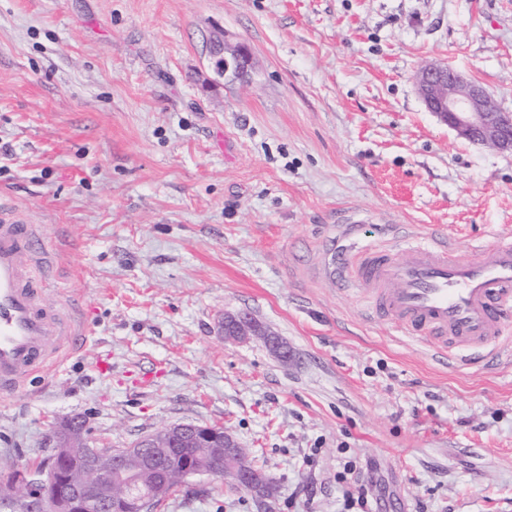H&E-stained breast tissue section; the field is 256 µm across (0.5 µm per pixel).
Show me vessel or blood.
Masks as SVG:
<instances>
[{
	"label": "vessel or blood",
	"instance_id": "b4317fda",
	"mask_svg": "<svg viewBox=\"0 0 512 512\" xmlns=\"http://www.w3.org/2000/svg\"><path fill=\"white\" fill-rule=\"evenodd\" d=\"M332 262L351 270L364 307L387 316L414 337L499 355L512 342V235L491 237L464 259L436 243L399 254L365 248L347 266L343 248ZM52 267L38 225L0 211V394L49 371L68 350L85 346L75 308L49 298Z\"/></svg>",
	"mask_w": 512,
	"mask_h": 512
}]
</instances>
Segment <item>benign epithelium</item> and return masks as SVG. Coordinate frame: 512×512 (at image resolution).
<instances>
[{
    "instance_id": "benign-epithelium-1",
    "label": "benign epithelium",
    "mask_w": 512,
    "mask_h": 512,
    "mask_svg": "<svg viewBox=\"0 0 512 512\" xmlns=\"http://www.w3.org/2000/svg\"><path fill=\"white\" fill-rule=\"evenodd\" d=\"M250 51L243 43L223 44L213 53L216 72L238 78L249 66ZM416 86L427 109L467 141L499 152H512V113L505 112L478 84L447 64H433L416 76ZM263 332L244 312L224 314V336L242 339ZM191 443L196 448L224 449V473L240 490L252 491L266 481L256 471L241 470L235 464L239 444L222 427L173 424L141 438L130 448L94 446L86 437L82 419H71L57 431L52 463L41 466L16 464L0 469V512H111L120 496L112 484L122 480L123 464L138 460L145 469L169 468L174 445ZM188 479L197 475H218L199 459L179 465ZM95 493L88 494V489ZM170 491L166 476L156 477V488L140 500L139 512H150L154 496Z\"/></svg>"
}]
</instances>
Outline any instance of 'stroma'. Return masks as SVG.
Here are the masks:
<instances>
[{
    "label": "stroma",
    "mask_w": 512,
    "mask_h": 512,
    "mask_svg": "<svg viewBox=\"0 0 512 512\" xmlns=\"http://www.w3.org/2000/svg\"><path fill=\"white\" fill-rule=\"evenodd\" d=\"M219 35L243 78L216 73ZM438 62L512 113V0H0V202L41 225L90 336L0 398V457L47 462L68 418L110 448L221 426L269 507L200 476L152 512H346L349 461L393 512H512V352L444 360L330 273L334 239L463 259L512 232V153L427 110ZM235 311L292 359L224 339ZM213 53V64L216 72L226 77L238 78L249 66L250 51L243 43L235 45L222 44Z\"/></svg>",
    "instance_id": "stroma-1"
}]
</instances>
